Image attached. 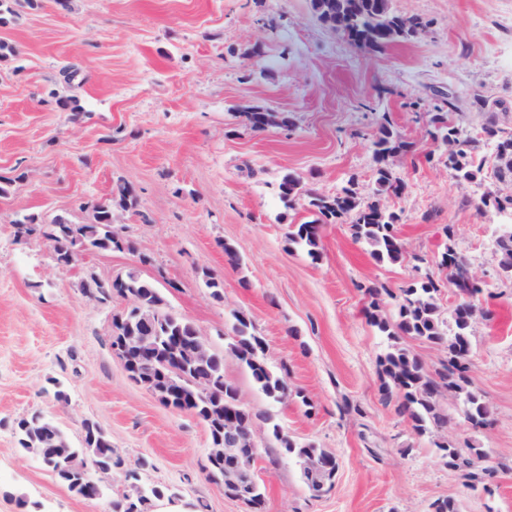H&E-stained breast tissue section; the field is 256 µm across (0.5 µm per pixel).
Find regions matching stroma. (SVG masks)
<instances>
[{
  "label": "stroma",
  "instance_id": "1",
  "mask_svg": "<svg viewBox=\"0 0 512 512\" xmlns=\"http://www.w3.org/2000/svg\"><path fill=\"white\" fill-rule=\"evenodd\" d=\"M416 14L421 38L363 51L325 27L311 0H37L0 24L15 47L0 60V512H109L128 493L125 473L160 485L178 507L246 512L206 473L210 438L195 417L164 407L130 379L111 345L121 296L101 304L80 288L134 271L169 309L192 322L224 356V376L259 416L255 471L264 512H431L455 499L459 512H512V278L501 275L495 238L512 217L478 205L493 187L492 146L476 153L481 184L458 182L447 148L428 135L434 107L474 136L489 122L512 129V0H392ZM76 76L64 84L63 69ZM76 97L82 112L62 108ZM488 107H479V100ZM288 113V128L255 132L244 108ZM412 146L395 166L405 180L388 207L405 250L376 262L349 224H326L320 256L289 243V225L313 220L286 207L284 175L323 195L348 181L373 182L381 120ZM123 179L133 208L114 231L135 252H101L84 268H58L39 236L15 240L13 220H92ZM455 245L483 287L492 316L470 337L468 375L490 404L488 426L461 415L458 444L485 448L498 471L487 488L464 487L431 435L420 436L381 390L377 358L387 340L365 315V286L398 291L437 266ZM234 248L241 267L229 264ZM223 283L220 296L204 284ZM240 311L265 342V360L290 395L273 404L228 353L229 314ZM39 412L73 446L86 422L110 438L124 465L102 481L103 498L70 492L17 443L14 425ZM272 415L299 443L336 456L331 488L311 496L299 464L284 456L261 418Z\"/></svg>",
  "mask_w": 512,
  "mask_h": 512
}]
</instances>
